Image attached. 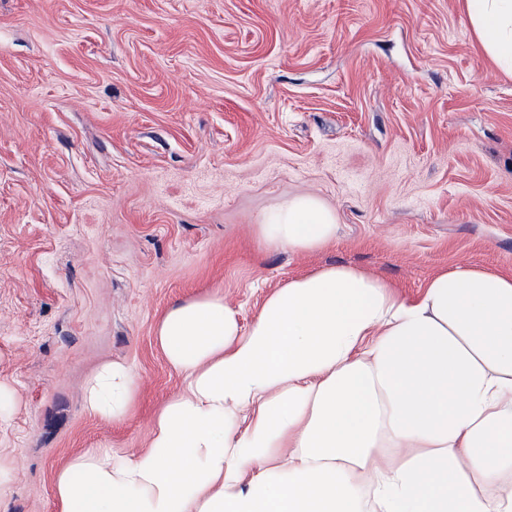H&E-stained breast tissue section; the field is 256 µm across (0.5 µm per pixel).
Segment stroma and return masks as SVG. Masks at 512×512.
Returning a JSON list of instances; mask_svg holds the SVG:
<instances>
[{"instance_id": "stroma-1", "label": "stroma", "mask_w": 512, "mask_h": 512, "mask_svg": "<svg viewBox=\"0 0 512 512\" xmlns=\"http://www.w3.org/2000/svg\"><path fill=\"white\" fill-rule=\"evenodd\" d=\"M306 195L334 242L265 248ZM331 265L407 298L512 271V74L466 0H0V512H57L71 456L145 446L181 386L169 307L218 292L246 327ZM111 361L137 375L120 423L83 405Z\"/></svg>"}]
</instances>
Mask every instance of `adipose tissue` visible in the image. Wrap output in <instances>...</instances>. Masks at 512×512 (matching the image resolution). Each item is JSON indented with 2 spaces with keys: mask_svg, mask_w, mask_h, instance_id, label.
<instances>
[{
  "mask_svg": "<svg viewBox=\"0 0 512 512\" xmlns=\"http://www.w3.org/2000/svg\"><path fill=\"white\" fill-rule=\"evenodd\" d=\"M487 54L512 71V0H467ZM261 241L296 253L336 237L313 196L268 212ZM155 338L183 386L146 447L74 456L58 512H512V272L458 268L402 297L334 265L270 292L249 328L219 293L171 306ZM124 364L87 382L120 422Z\"/></svg>",
  "mask_w": 512,
  "mask_h": 512,
  "instance_id": "adipose-tissue-1",
  "label": "adipose tissue"
}]
</instances>
